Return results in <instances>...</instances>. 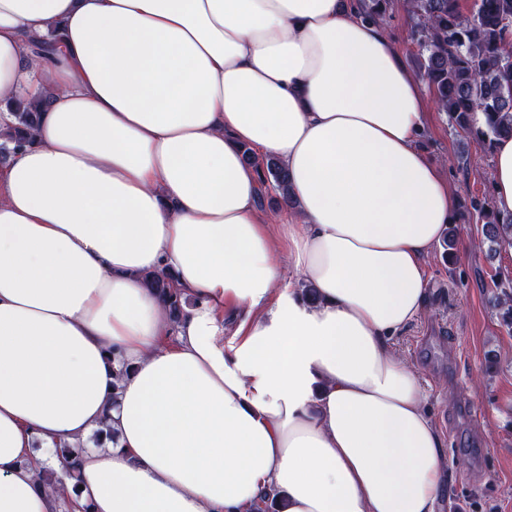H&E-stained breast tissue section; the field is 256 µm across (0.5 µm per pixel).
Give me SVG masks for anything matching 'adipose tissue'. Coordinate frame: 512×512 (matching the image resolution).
Instances as JSON below:
<instances>
[{"label":"adipose tissue","mask_w":512,"mask_h":512,"mask_svg":"<svg viewBox=\"0 0 512 512\" xmlns=\"http://www.w3.org/2000/svg\"><path fill=\"white\" fill-rule=\"evenodd\" d=\"M21 99L43 108L0 163V512H435L443 442L392 340L456 196L358 0H0L1 126ZM245 145L283 163L287 219ZM493 198L512 214V137ZM153 270L193 298L179 321ZM99 429L80 490L40 485Z\"/></svg>","instance_id":"1"}]
</instances>
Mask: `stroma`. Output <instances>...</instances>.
Segmentation results:
<instances>
[{
	"label": "stroma",
	"mask_w": 512,
	"mask_h": 512,
	"mask_svg": "<svg viewBox=\"0 0 512 512\" xmlns=\"http://www.w3.org/2000/svg\"><path fill=\"white\" fill-rule=\"evenodd\" d=\"M442 166L459 206L489 192L492 159L458 155L474 147L446 113L430 107L421 139ZM453 259L435 247L425 259L423 312L393 340V352L419 376L445 449V490L437 512H512V329L492 304L496 273L512 274V253L489 255L481 225L457 221Z\"/></svg>",
	"instance_id": "35a3bbf8"
}]
</instances>
